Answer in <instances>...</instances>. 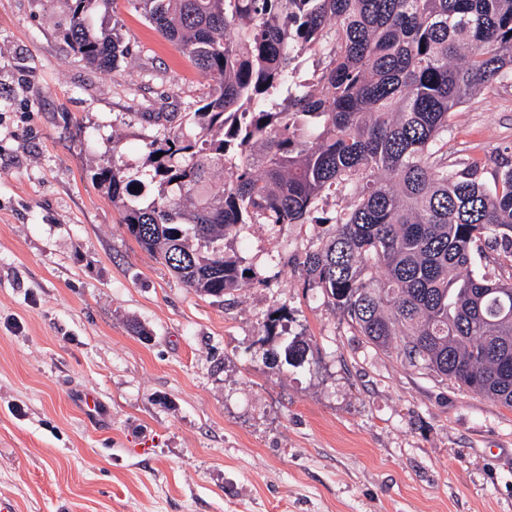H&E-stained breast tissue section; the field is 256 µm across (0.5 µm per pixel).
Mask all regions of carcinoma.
<instances>
[{
	"instance_id": "1",
	"label": "carcinoma",
	"mask_w": 512,
	"mask_h": 512,
	"mask_svg": "<svg viewBox=\"0 0 512 512\" xmlns=\"http://www.w3.org/2000/svg\"><path fill=\"white\" fill-rule=\"evenodd\" d=\"M63 38L83 63L134 54L71 0ZM212 79L189 119L150 112L157 198L126 205L141 247L215 298L251 280L224 254L247 224H326L299 265L376 348L512 408V281L473 271L512 263V160L494 187L448 166L451 117L512 84V0H129ZM312 59L309 80L296 61ZM162 156H156V153ZM224 184L212 189V168ZM138 197L122 168L95 173ZM332 197L343 205L319 209Z\"/></svg>"
}]
</instances>
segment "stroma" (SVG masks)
Here are the masks:
<instances>
[{
	"mask_svg": "<svg viewBox=\"0 0 512 512\" xmlns=\"http://www.w3.org/2000/svg\"><path fill=\"white\" fill-rule=\"evenodd\" d=\"M69 5L0 0V497L18 512H512V410L377 350L310 287L298 260L324 225L226 237L252 280L218 300L128 233L95 172L144 179L159 128L143 113L185 111L209 80L128 0L94 22L133 60L86 67L61 34ZM505 143L512 84L457 109L448 162L490 171Z\"/></svg>",
	"mask_w": 512,
	"mask_h": 512,
	"instance_id": "1",
	"label": "stroma"
}]
</instances>
